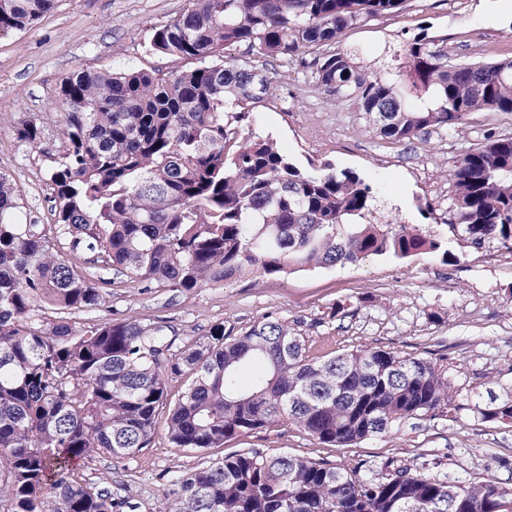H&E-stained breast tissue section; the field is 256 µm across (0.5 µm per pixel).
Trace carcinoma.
I'll return each mask as SVG.
<instances>
[{"label": "carcinoma", "mask_w": 512, "mask_h": 512, "mask_svg": "<svg viewBox=\"0 0 512 512\" xmlns=\"http://www.w3.org/2000/svg\"><path fill=\"white\" fill-rule=\"evenodd\" d=\"M58 2L0 0V35ZM406 2L191 0L151 35L149 52L169 70L82 69L60 80L64 148L47 174L54 223L29 218L21 189L0 174V512L128 505L77 482L74 466L148 447L163 412L172 446L204 451L274 424L348 447L459 410L447 365L381 347L313 359L303 333L277 316L234 337L213 325L175 352L162 322L69 318L109 302L112 270L143 292L188 293L371 255L448 261L442 241L377 218L372 188L354 172L303 169L272 139L243 134L250 107L275 90L257 68L271 60L308 66L398 142L473 112L512 113L511 60L452 63L421 34L369 67L347 48L325 50ZM41 135L33 120L18 128L31 146ZM449 178L450 232L473 247L512 245V136L469 150ZM88 252L96 276L71 261ZM182 376L172 402L168 384ZM479 414L512 424V396ZM385 467L378 477L360 462L238 451L174 481L169 512H512V488L486 478Z\"/></svg>", "instance_id": "obj_1"}]
</instances>
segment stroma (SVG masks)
<instances>
[{"label": "stroma", "instance_id": "stroma-1", "mask_svg": "<svg viewBox=\"0 0 512 512\" xmlns=\"http://www.w3.org/2000/svg\"><path fill=\"white\" fill-rule=\"evenodd\" d=\"M188 6L189 0H61L27 30L0 37V173L21 187L41 223L53 221L46 176L63 142L55 98L61 78L80 69L167 68V59L148 51L151 33ZM420 32L442 39L455 62L512 60V0H408L397 13L346 29L339 45L369 62ZM263 70L277 89L255 104L246 133L273 139L300 166L328 162L355 172L373 187L378 216H398L446 240L450 260L372 256L190 293H144L127 281L113 289L103 317L165 322L180 348L211 325L236 335L273 314L299 324L313 358L383 347L446 359L462 407L456 417L410 418L349 447L273 425L204 454L172 447L161 417L148 448L82 462L76 479L111 488L132 512H165L177 478L205 459L255 448L345 465L405 458L434 475L477 474L511 487L512 425L482 420L477 409L512 394V252L494 241L475 249L451 235L453 189L445 170L489 137L512 136V113L475 112L458 127L398 142L381 138L356 105L315 86L308 68L270 62ZM29 119L42 128L34 147L17 138Z\"/></svg>", "mask_w": 512, "mask_h": 512}]
</instances>
